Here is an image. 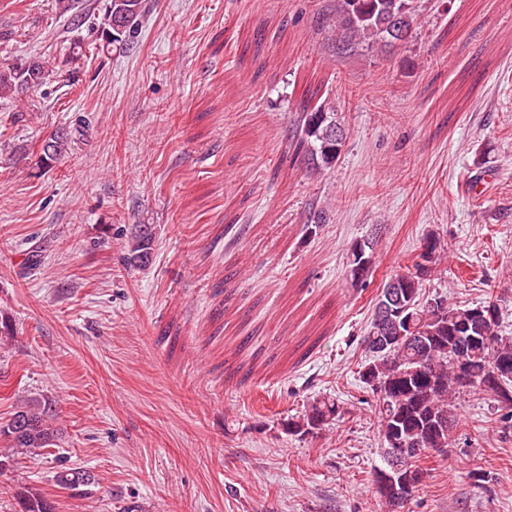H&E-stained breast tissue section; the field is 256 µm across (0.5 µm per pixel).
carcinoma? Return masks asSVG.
<instances>
[{"mask_svg": "<svg viewBox=\"0 0 512 512\" xmlns=\"http://www.w3.org/2000/svg\"><path fill=\"white\" fill-rule=\"evenodd\" d=\"M422 0H336V51L340 54L357 48L395 46L388 28L398 19L409 38ZM146 12L145 0H107L98 27L103 45L126 48L137 33ZM124 32L112 34L115 27ZM53 71L40 63L16 65L0 71V98H11L25 88L50 80ZM331 121L341 124L338 112L319 106L301 113L295 131V151L316 167L330 168L339 159L344 142H335L332 160L324 158L325 131ZM68 135L56 134L44 141L41 163L49 166L67 152ZM154 227L140 224L132 239L128 260L146 265L152 259ZM376 240L353 242L347 250V267L364 261L368 282L375 271ZM447 254V244L434 232L423 239L419 250L391 274L375 299L369 329L360 346L369 353L361 364L359 380L376 398L379 434L383 444V465L372 472V482L385 504L395 505L398 495L392 483L395 476L389 459L395 443L405 444L401 475L410 482L406 499H411L426 478L420 461L426 449L437 452L448 447L459 419L451 400L456 393L472 389L488 394L502 409L512 410V336L499 332L501 316H496L488 332L474 330L473 311L477 307L500 312L493 298L476 304L460 305L434 294L442 303L436 311L425 297L426 281ZM405 332L395 335V328ZM51 403L42 398L24 401L9 421L0 426V436L10 443L12 455L55 445L56 431L51 423ZM344 402L319 397L305 413L285 423L290 434H312L345 415ZM56 484L73 491L94 483L91 472L81 468L59 467ZM21 512H54L52 502L41 495L20 497Z\"/></svg>", "mask_w": 512, "mask_h": 512, "instance_id": "1", "label": "carcinoma"}]
</instances>
